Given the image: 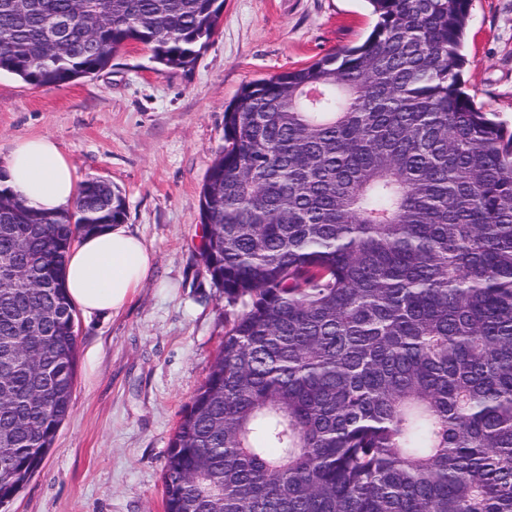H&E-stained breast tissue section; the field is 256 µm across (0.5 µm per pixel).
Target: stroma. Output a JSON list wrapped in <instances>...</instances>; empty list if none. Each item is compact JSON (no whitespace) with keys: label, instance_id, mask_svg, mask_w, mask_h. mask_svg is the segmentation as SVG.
Wrapping results in <instances>:
<instances>
[{"label":"stroma","instance_id":"stroma-1","mask_svg":"<svg viewBox=\"0 0 512 512\" xmlns=\"http://www.w3.org/2000/svg\"><path fill=\"white\" fill-rule=\"evenodd\" d=\"M367 0H224L190 70L159 71L132 43L97 75L36 88L0 73V155L50 136L78 179L126 197L128 230L155 263L115 315L78 314L69 417L0 512H164L170 439L203 384L230 313L201 262L200 189L224 145V108L253 80L361 43ZM467 89L512 130V0H472Z\"/></svg>","mask_w":512,"mask_h":512}]
</instances>
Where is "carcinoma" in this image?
Returning a JSON list of instances; mask_svg holds the SVG:
<instances>
[{"label": "carcinoma", "instance_id": "obj_1", "mask_svg": "<svg viewBox=\"0 0 512 512\" xmlns=\"http://www.w3.org/2000/svg\"><path fill=\"white\" fill-rule=\"evenodd\" d=\"M359 45L245 84L200 191L233 319L171 438L164 512H512V131L464 88L472 0H368ZM224 0H0V72L95 75L135 42L194 66ZM88 179L0 185V506L69 415L73 243L122 224Z\"/></svg>", "mask_w": 512, "mask_h": 512}]
</instances>
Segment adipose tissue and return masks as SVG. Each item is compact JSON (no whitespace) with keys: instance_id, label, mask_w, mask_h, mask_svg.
<instances>
[{"instance_id":"adipose-tissue-1","label":"adipose tissue","mask_w":512,"mask_h":512,"mask_svg":"<svg viewBox=\"0 0 512 512\" xmlns=\"http://www.w3.org/2000/svg\"><path fill=\"white\" fill-rule=\"evenodd\" d=\"M0 183L43 212L72 209L79 180L57 142L48 136L17 140L0 158ZM154 256L122 225L81 238L65 268L69 296L88 315L118 312L149 278Z\"/></svg>"}]
</instances>
